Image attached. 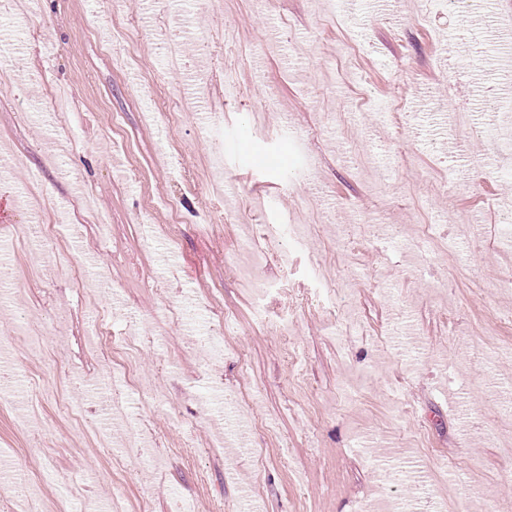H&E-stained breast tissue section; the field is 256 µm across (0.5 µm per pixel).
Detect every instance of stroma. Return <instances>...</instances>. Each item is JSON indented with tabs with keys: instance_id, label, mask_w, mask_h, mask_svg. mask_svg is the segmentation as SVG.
I'll return each mask as SVG.
<instances>
[{
	"instance_id": "1",
	"label": "stroma",
	"mask_w": 512,
	"mask_h": 512,
	"mask_svg": "<svg viewBox=\"0 0 512 512\" xmlns=\"http://www.w3.org/2000/svg\"><path fill=\"white\" fill-rule=\"evenodd\" d=\"M481 2L460 22L430 0H123L117 35L104 0L0 8V512L33 466L35 512L512 504V323L485 318L512 312V155L450 125L494 107L475 80L512 0ZM184 94L203 115L175 127ZM100 323L130 346H94ZM133 423L158 465L123 453Z\"/></svg>"
}]
</instances>
